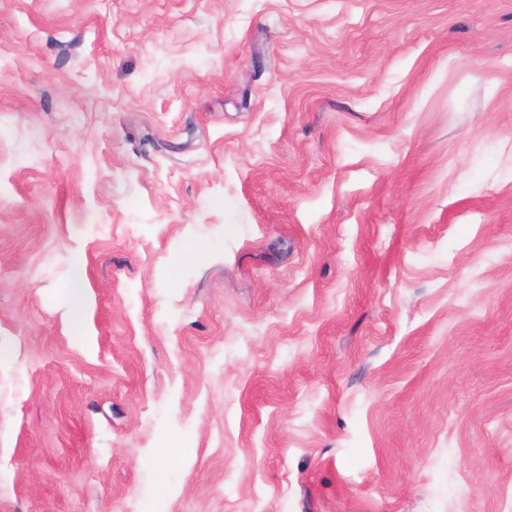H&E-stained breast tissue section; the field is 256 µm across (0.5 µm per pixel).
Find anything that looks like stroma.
Here are the masks:
<instances>
[{
	"instance_id": "stroma-1",
	"label": "stroma",
	"mask_w": 512,
	"mask_h": 512,
	"mask_svg": "<svg viewBox=\"0 0 512 512\" xmlns=\"http://www.w3.org/2000/svg\"><path fill=\"white\" fill-rule=\"evenodd\" d=\"M0 512H512V0H0Z\"/></svg>"
}]
</instances>
